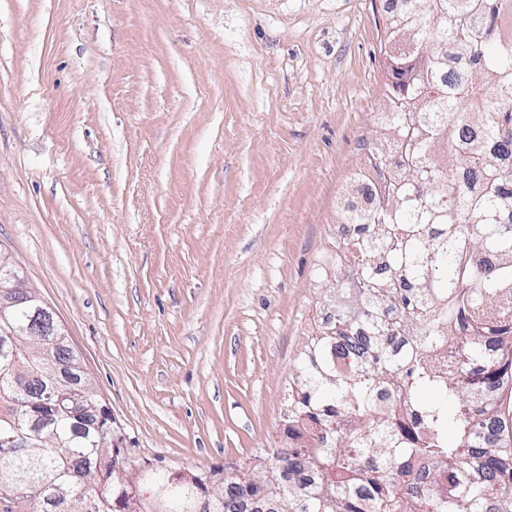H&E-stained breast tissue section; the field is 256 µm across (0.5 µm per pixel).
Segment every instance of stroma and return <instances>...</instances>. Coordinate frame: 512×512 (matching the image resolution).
Here are the masks:
<instances>
[{
	"label": "stroma",
	"instance_id": "stroma-1",
	"mask_svg": "<svg viewBox=\"0 0 512 512\" xmlns=\"http://www.w3.org/2000/svg\"><path fill=\"white\" fill-rule=\"evenodd\" d=\"M384 0H0V250L139 469L283 447L383 105Z\"/></svg>",
	"mask_w": 512,
	"mask_h": 512
}]
</instances>
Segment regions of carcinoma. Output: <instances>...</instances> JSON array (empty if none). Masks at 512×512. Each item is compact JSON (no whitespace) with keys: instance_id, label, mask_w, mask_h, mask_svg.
Listing matches in <instances>:
<instances>
[{"instance_id":"cac0c4a2","label":"carcinoma","mask_w":512,"mask_h":512,"mask_svg":"<svg viewBox=\"0 0 512 512\" xmlns=\"http://www.w3.org/2000/svg\"><path fill=\"white\" fill-rule=\"evenodd\" d=\"M386 18L390 54L373 145L353 177L372 173L378 203L347 209L355 225L336 244V286L354 293L309 337L288 391L290 433L321 435L236 477L131 472L97 419L98 395L76 371L63 379L34 311L0 319V490L27 512H239L242 499L272 512H512V169L464 142L461 116L487 143L512 151V42L496 32L512 0H405ZM475 67L454 82L440 47ZM497 263L479 267L473 255ZM365 329L373 344L356 335ZM452 356L454 363L445 364ZM388 388L410 410L392 429L377 408ZM317 470L320 480L307 485Z\"/></svg>"}]
</instances>
